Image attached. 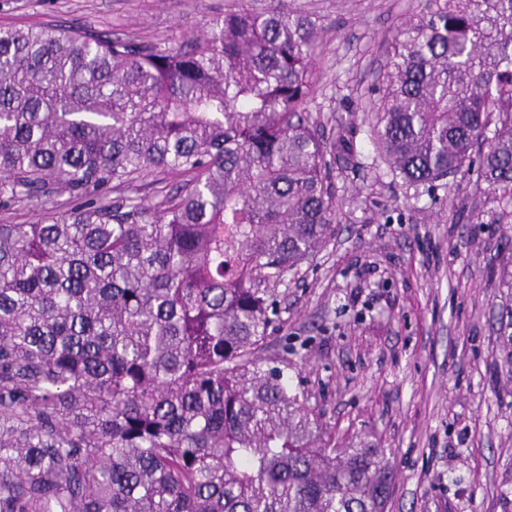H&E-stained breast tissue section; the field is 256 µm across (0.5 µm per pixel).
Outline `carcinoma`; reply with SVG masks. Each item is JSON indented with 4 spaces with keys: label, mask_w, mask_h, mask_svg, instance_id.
Returning <instances> with one entry per match:
<instances>
[{
    "label": "carcinoma",
    "mask_w": 512,
    "mask_h": 512,
    "mask_svg": "<svg viewBox=\"0 0 512 512\" xmlns=\"http://www.w3.org/2000/svg\"><path fill=\"white\" fill-rule=\"evenodd\" d=\"M322 42L279 6L164 48L0 27V208L74 201L0 224V512H385L383 449L336 447L263 355L262 284L359 165L356 123L309 113ZM367 95L393 174L512 202V0H425ZM148 174L179 181L146 203Z\"/></svg>",
    "instance_id": "1"
}]
</instances>
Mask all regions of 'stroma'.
<instances>
[{"label":"stroma","mask_w":512,"mask_h":512,"mask_svg":"<svg viewBox=\"0 0 512 512\" xmlns=\"http://www.w3.org/2000/svg\"><path fill=\"white\" fill-rule=\"evenodd\" d=\"M324 29L309 104L327 134L363 106L421 0H0V27H73L166 46L245 5ZM331 235L276 285L264 353L287 356L340 448H381L386 512H512V209L465 177L395 178L361 125Z\"/></svg>","instance_id":"35a3bbf8"}]
</instances>
